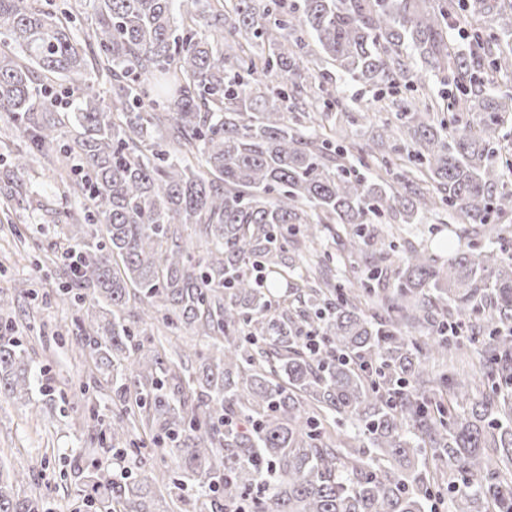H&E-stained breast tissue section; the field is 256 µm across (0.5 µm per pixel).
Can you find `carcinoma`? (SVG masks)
<instances>
[{"mask_svg":"<svg viewBox=\"0 0 512 512\" xmlns=\"http://www.w3.org/2000/svg\"><path fill=\"white\" fill-rule=\"evenodd\" d=\"M96 2L77 27L82 0H0V144L29 142L5 181L44 161L82 201L65 222L80 245L63 259L70 348L112 383L103 434L149 437L110 448L119 479L97 458L59 478L91 512H425L448 474L455 512H512V256L491 240L444 261L410 245L395 267L373 221L451 209L461 239L512 215V154L493 147L512 126L494 81L512 73V0ZM303 29L318 53L295 50ZM323 63L389 89L390 116L356 147L370 178L335 143L330 72L274 83ZM39 79L62 84L72 116ZM334 224L352 227L348 256L372 248L355 288L332 282L327 254L288 256L295 233ZM154 323L197 338L195 368ZM479 339L476 397L444 367ZM36 384L0 333V394L26 405ZM27 479L0 467V512H41Z\"/></svg>","mask_w":512,"mask_h":512,"instance_id":"obj_1","label":"carcinoma"}]
</instances>
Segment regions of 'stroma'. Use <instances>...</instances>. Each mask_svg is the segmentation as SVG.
Segmentation results:
<instances>
[{"label":"stroma","mask_w":512,"mask_h":512,"mask_svg":"<svg viewBox=\"0 0 512 512\" xmlns=\"http://www.w3.org/2000/svg\"><path fill=\"white\" fill-rule=\"evenodd\" d=\"M55 193L51 174L38 169L10 195L0 194V203L8 205L0 210L1 294L13 295L22 281L44 291L55 290L63 281L58 215L72 203ZM454 222L452 212L446 211L421 224L383 222L379 229L398 246L424 245L446 258L451 251L444 243L455 238ZM14 316L16 335L35 367L45 369L50 385L64 392L67 401L46 404L36 398L23 405L0 398V463L29 469L28 488L44 494L47 512H76L75 488L60 481L58 473L66 461L88 456L98 447L99 422L110 419L114 409L112 386L102 380L93 360L72 357L68 338L76 326L70 304L21 299L15 303ZM85 387L97 414L93 420L70 406Z\"/></svg>","instance_id":"1"}]
</instances>
